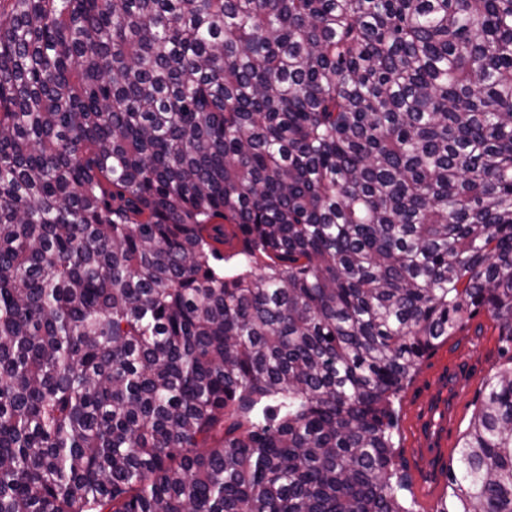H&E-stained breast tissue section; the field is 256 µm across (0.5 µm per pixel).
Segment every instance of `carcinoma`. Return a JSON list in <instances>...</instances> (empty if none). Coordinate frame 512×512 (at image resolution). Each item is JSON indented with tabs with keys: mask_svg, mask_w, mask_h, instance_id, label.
<instances>
[{
	"mask_svg": "<svg viewBox=\"0 0 512 512\" xmlns=\"http://www.w3.org/2000/svg\"><path fill=\"white\" fill-rule=\"evenodd\" d=\"M480 311L434 512H512V0H0V512H419ZM501 345L499 328L485 312H482L471 320L462 332L448 338L447 343L440 345L422 360L414 372L412 382L401 394L399 402H396L399 420L395 436L399 448L397 460L410 477V490L418 503L417 508L420 512H433L440 497L446 493V478L439 471L447 465V459L448 465L452 464L456 468L457 443L480 407L485 394V381L506 363V359L500 355ZM460 355H467L475 363L477 374L459 388L457 426L456 392L458 385L468 377L469 371V365L464 360H456L449 366L442 363L422 381L423 385L432 377L440 384V394L436 399L422 400L433 399L436 396V388L429 383L414 393L413 386L416 379L438 360L449 361ZM413 394L422 399H415L410 419L413 438V448H410L411 458L406 448H408L407 416ZM455 431L456 443L447 457V449ZM412 459L425 491H430L429 485L432 484L431 481L424 480L427 473L434 469L437 471L432 476V482L436 483L440 489V495L436 499H424L418 493Z\"/></svg>",
	"mask_w": 512,
	"mask_h": 512,
	"instance_id": "cac0c4a2",
	"label": "carcinoma"
}]
</instances>
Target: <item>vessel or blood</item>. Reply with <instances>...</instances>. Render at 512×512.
Segmentation results:
<instances>
[{"label":"vessel or blood","mask_w":512,"mask_h":512,"mask_svg":"<svg viewBox=\"0 0 512 512\" xmlns=\"http://www.w3.org/2000/svg\"><path fill=\"white\" fill-rule=\"evenodd\" d=\"M464 360L440 364L431 373L440 385V394L433 400H416L411 415L413 446L410 450L419 477L447 464V449L457 426L456 392L468 376Z\"/></svg>","instance_id":"vessel-or-blood-1"}]
</instances>
